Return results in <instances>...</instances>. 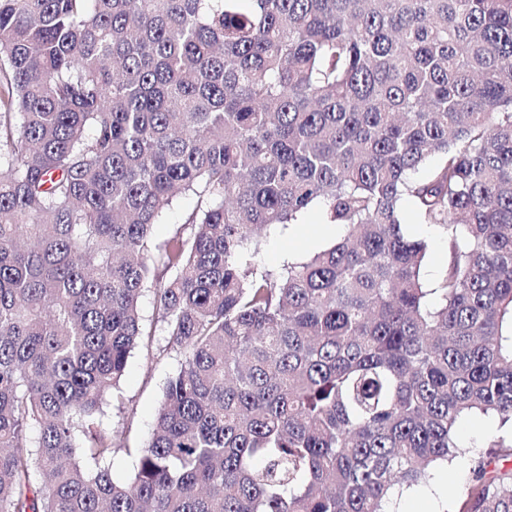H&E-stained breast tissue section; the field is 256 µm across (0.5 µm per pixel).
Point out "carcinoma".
Instances as JSON below:
<instances>
[{
	"label": "carcinoma",
	"mask_w": 512,
	"mask_h": 512,
	"mask_svg": "<svg viewBox=\"0 0 512 512\" xmlns=\"http://www.w3.org/2000/svg\"><path fill=\"white\" fill-rule=\"evenodd\" d=\"M315 204L343 238L257 265ZM147 291L181 363L117 477ZM473 414L512 422V0H0V512H401ZM489 447L459 512H512ZM191 197H181L175 201L165 213L162 224H157L155 234L158 241L162 242L172 236L182 225L185 214L192 208ZM405 221L408 223V232L428 242V256L423 270V281L428 288H435L446 270V253L444 250V231L437 226L417 224L412 212L411 204L403 205Z\"/></svg>",
	"instance_id": "carcinoma-1"
}]
</instances>
